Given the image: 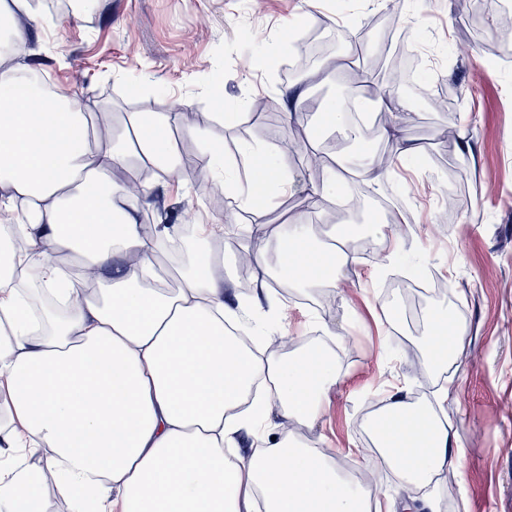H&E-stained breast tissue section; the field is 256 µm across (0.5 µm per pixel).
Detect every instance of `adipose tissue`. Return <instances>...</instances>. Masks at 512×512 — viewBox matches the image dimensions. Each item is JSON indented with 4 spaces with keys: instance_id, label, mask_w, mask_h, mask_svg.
<instances>
[{
    "instance_id": "1",
    "label": "adipose tissue",
    "mask_w": 512,
    "mask_h": 512,
    "mask_svg": "<svg viewBox=\"0 0 512 512\" xmlns=\"http://www.w3.org/2000/svg\"><path fill=\"white\" fill-rule=\"evenodd\" d=\"M179 112L131 116L132 138H100L97 114L47 92L25 70L0 72V409L27 429L19 448H48L45 465L0 462V506L27 512L52 485L70 512H381L340 469L271 424L316 420L339 380L327 347L285 359L242 349L228 334L234 316L212 274L210 241L220 224H199L203 254L162 282L155 260L169 230L145 239L129 193L113 179L129 159L175 173L166 130ZM260 157L246 181L224 191L248 206L267 186H286L287 154ZM311 225L279 235L280 277L314 287L335 281L343 251L317 253ZM41 293L63 289L64 305L35 313L18 293L15 270ZM463 331L443 312L427 317L429 365L456 359ZM394 420L384 453L360 467L386 469L406 512L432 505L429 485L460 465L452 426L437 412L411 414L402 392L385 399ZM261 426L248 458L229 457L241 426Z\"/></svg>"
}]
</instances>
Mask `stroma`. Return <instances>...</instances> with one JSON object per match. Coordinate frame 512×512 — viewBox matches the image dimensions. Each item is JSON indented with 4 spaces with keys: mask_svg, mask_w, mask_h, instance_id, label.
Instances as JSON below:
<instances>
[{
    "mask_svg": "<svg viewBox=\"0 0 512 512\" xmlns=\"http://www.w3.org/2000/svg\"><path fill=\"white\" fill-rule=\"evenodd\" d=\"M400 2L392 21L407 50L438 55L437 74L464 99L456 110L459 141L453 151L433 141L448 124L447 112L412 102L404 130L418 154L395 157L380 184H349L366 199L349 221L370 220L383 198L389 214L405 219L396 255L375 245L372 254L347 263L334 286L243 293L237 288L239 250L261 252L272 274L278 252L274 238L242 236L223 254L224 303L259 318L269 353L289 357L333 332L340 380L327 391L316 421L289 422L297 441L346 467L371 454L366 423L391 387L403 388L418 407L434 404L446 387L455 397L444 416L464 457L462 467H449L448 481L438 489L439 512H512V61L480 80L453 66L455 53L475 63L488 58L495 15L485 0H472L481 17L477 30L461 28L448 0ZM385 9L384 0H67L59 11L17 14L26 35L12 63L26 70L31 59H44L52 88L77 99L85 111L110 113L105 132L113 137L122 134L129 113L147 118L182 100L199 119L186 128L170 126L167 136L191 140L188 161L194 166L204 147L227 140L237 149L260 144L279 152L277 140L289 126L280 121L266 127L244 117L269 99L304 113L303 137L333 146L339 163L351 168L391 147L371 117L377 91L391 84L388 31L380 26L363 43L348 40ZM321 31L347 37L306 75L285 74L282 65L292 56L281 44L297 48L302 37ZM360 55L378 65L372 89L358 96L338 64ZM292 87L305 89V97L288 102L285 92ZM332 98L357 99L369 112L357 138L343 139L325 125L322 112ZM473 156L493 176L467 184L456 209H448L440 200L448 187L447 165ZM306 171V161L293 162L287 190H273L261 212L265 224L276 230L335 224L334 209L302 212L315 185ZM223 189L221 180L206 177L197 186L179 171L155 180L152 193L186 203L190 223L240 229L246 223L242 209L214 212L205 203L209 193ZM429 309L447 312L464 331L463 351L437 373L423 367Z\"/></svg>",
    "mask_w": 512,
    "mask_h": 512,
    "instance_id": "stroma-1",
    "label": "stroma"
}]
</instances>
